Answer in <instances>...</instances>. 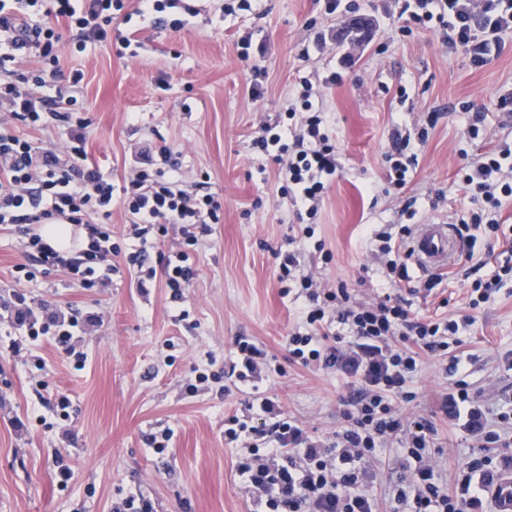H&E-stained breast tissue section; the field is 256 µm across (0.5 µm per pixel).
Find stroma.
<instances>
[{
  "mask_svg": "<svg viewBox=\"0 0 512 512\" xmlns=\"http://www.w3.org/2000/svg\"><path fill=\"white\" fill-rule=\"evenodd\" d=\"M381 4L359 0L360 17L372 23L368 37L340 36L333 53L307 58L301 55L305 37L340 35L348 27L347 20L325 16L320 0H254L252 11L234 16L221 12L219 0H195L199 15L177 29L133 17L127 50L94 43L76 50L71 31L57 23L60 72L45 92L84 103L89 161L120 187L142 148L172 149L188 180L218 194L223 216L198 245L194 276L180 300L163 278L139 286L125 257L138 242L120 205H113L108 223L122 253L101 287L83 288L54 272L17 282L25 239L0 228V341L14 339L21 347L20 356L0 355V512H113L130 495L150 499L156 512H252L236 471L239 450L224 439L225 418L244 412L248 393L218 383L186 391L196 371L223 368L239 336L251 337L277 367L261 391L313 435L330 437L341 427L346 379L288 360V330L308 301L282 294L280 261L298 252L302 269H318L324 287L346 282L362 301L390 292L369 255L366 229L402 221L395 196L384 191L392 127L411 121L417 110L441 111L418 148L419 165L405 193L416 198L419 220L447 224L461 215L464 193L455 179L464 161L512 141V119L494 105L512 89V34L502 55L475 68L465 55L449 53L435 33L400 36ZM245 30L266 48L252 65L239 57ZM344 54L351 57L345 68ZM254 65L263 72L258 100L249 92ZM75 69L84 80L73 89L68 78ZM337 69L342 82L325 87L318 104L343 170L324 197L313 238L305 240L292 206L277 193V163L252 154L249 143L259 120L283 116L299 78L317 84ZM464 102L485 111L479 139L465 136ZM466 286L461 266L449 267L447 283L431 295H414L412 310L424 318L463 312ZM18 292L38 312H102V322L88 326L77 344L87 355L83 369L48 338L17 336L7 312ZM461 349L472 358L469 381L485 404L512 394V371L498 368L500 354L512 349L511 284L476 312ZM448 381L442 365L425 359L406 416H430ZM62 395L71 401L65 414L57 406ZM437 428L435 458L442 476L451 478L475 450L457 427L441 422ZM166 429L172 438L156 453L148 437ZM63 466L72 472L65 485L58 478ZM405 474L399 448L378 451L363 488L380 512H392L388 488Z\"/></svg>",
  "mask_w": 512,
  "mask_h": 512,
  "instance_id": "stroma-1",
  "label": "stroma"
}]
</instances>
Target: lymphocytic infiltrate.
<instances>
[{
    "label": "lymphocytic infiltrate",
    "instance_id": "f902f5d3",
    "mask_svg": "<svg viewBox=\"0 0 512 512\" xmlns=\"http://www.w3.org/2000/svg\"><path fill=\"white\" fill-rule=\"evenodd\" d=\"M181 2L139 0L129 13L125 0H0V72L5 75L0 82V224L13 226L26 239L24 279H34L42 269L86 288L103 283L112 271L107 263L112 237L103 221L117 199L133 218L135 237L177 226L183 248L167 258L162 270L147 265L142 249L129 253L127 261L138 269L139 286L160 274L173 298L183 297L193 276L188 250L220 221L217 194L187 184L167 150L136 158L122 190H115L111 176L88 161L87 119L75 109H60L58 100L43 92L48 67L59 63L61 36L42 22L49 15L63 20L80 49L112 39L126 47L129 39L112 33L113 18L120 15L128 21L135 15L163 13ZM383 11L401 35L440 33L449 51L464 54L477 68L499 57L506 34L512 33V0H383ZM31 58L37 59L38 69L23 70ZM314 93L309 84L294 89L299 105L290 109L288 124L260 122L251 142L254 154L272 156L278 163V193L291 202L300 224L316 219L330 180L342 168L326 117L311 101ZM50 120L67 126L64 153L39 150L13 131L18 123L36 129ZM436 120L429 112L413 126L391 130L384 155L389 188L406 187L417 165L415 147L426 142ZM457 176L473 204L457 230L465 260H474L480 244L501 255L492 275L470 283V314L421 318L413 314L408 298L388 293L359 302L347 284L323 288L313 273H298L295 255L285 256L280 281L298 278L309 302L300 323L288 332V359L336 370L350 391L342 400L345 424L331 438L311 436L260 393L249 403L246 418H225V440L241 446L236 467L254 512H377L375 500L359 487L377 450L393 445L401 449L409 471L389 487L403 512H488L484 486L493 482L498 469L491 451L512 446V398L492 408L477 403L468 381V359L458 349L463 333L475 322L474 310L494 302L504 283L512 280V239L501 216L503 206L512 202V143H502L461 167ZM42 224L75 226L73 255L44 243L38 231ZM408 232L407 224L369 228L371 255L393 286L411 280L401 257ZM87 320L80 313L40 317L27 306L15 312L17 330L34 340L50 337L78 364L86 361L76 341ZM427 356L443 361L452 378L450 390L435 401L438 413L484 450L450 481L437 472L433 449L438 429L433 420H411L402 412L403 404L416 398L411 384ZM267 366L266 351L239 336L223 377L247 386L261 379Z\"/></svg>",
    "mask_w": 512,
    "mask_h": 512
}]
</instances>
